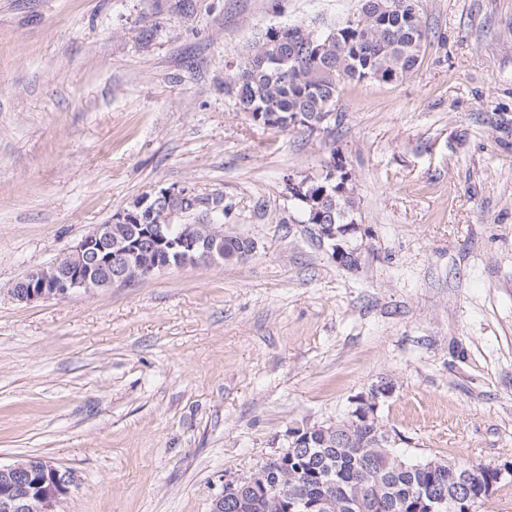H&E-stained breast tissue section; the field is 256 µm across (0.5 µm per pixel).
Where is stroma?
I'll return each instance as SVG.
<instances>
[{
    "instance_id": "35a3bbf8",
    "label": "stroma",
    "mask_w": 512,
    "mask_h": 512,
    "mask_svg": "<svg viewBox=\"0 0 512 512\" xmlns=\"http://www.w3.org/2000/svg\"><path fill=\"white\" fill-rule=\"evenodd\" d=\"M363 0H0V463L74 479L57 512H212L225 481L379 381L412 461H512V0H417L413 76L343 84L330 133L224 88L258 33ZM353 174L359 268L289 179ZM224 197L244 259L19 305L12 284L138 195Z\"/></svg>"
}]
</instances>
